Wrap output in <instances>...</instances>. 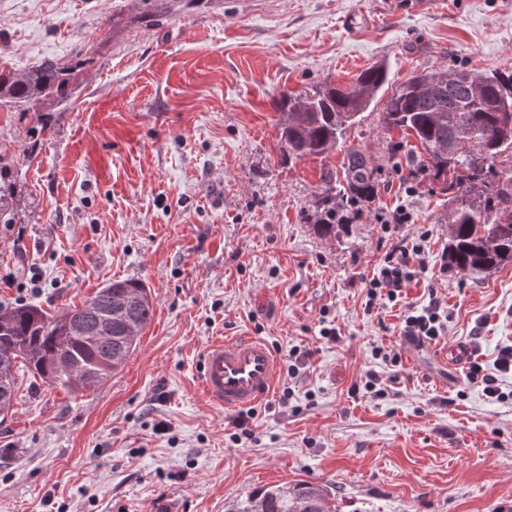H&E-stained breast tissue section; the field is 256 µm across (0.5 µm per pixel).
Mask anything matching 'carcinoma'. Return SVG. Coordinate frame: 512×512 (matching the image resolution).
<instances>
[{
  "label": "carcinoma",
  "mask_w": 512,
  "mask_h": 512,
  "mask_svg": "<svg viewBox=\"0 0 512 512\" xmlns=\"http://www.w3.org/2000/svg\"><path fill=\"white\" fill-rule=\"evenodd\" d=\"M85 61L61 65L44 61L22 73L0 67V105L32 112L25 132L26 157L39 149L53 130L57 105H67ZM437 72L415 76L390 93L381 112L384 127L415 136L425 153V168L443 180L448 192V266L477 275L512 262V211L499 212V203L512 197V177L500 180L497 159L512 160V70L483 74L472 83L439 81ZM431 81L432 91L415 88ZM387 83L385 66H373L346 88L323 83L301 92H286L276 102L278 147L284 160L320 156L336 148L346 130L360 121ZM476 143L484 155L464 149L449 151L459 141ZM379 169L358 150L348 151L343 181L318 199L309 220L318 235L334 236L342 224L336 217L346 207L372 202ZM19 167L6 144L0 145V224H16L20 215ZM0 414L13 405L16 368L24 365L42 380L73 392L102 385L133 353L138 333L153 316L145 285L135 279L116 280L79 306L66 309L71 321L91 340L73 336L60 315L33 304L1 306ZM227 512H333L327 489L298 481L257 490Z\"/></svg>",
  "instance_id": "1"
}]
</instances>
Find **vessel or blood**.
Returning a JSON list of instances; mask_svg holds the SVG:
<instances>
[{
	"label": "vessel or blood",
	"mask_w": 512,
	"mask_h": 512,
	"mask_svg": "<svg viewBox=\"0 0 512 512\" xmlns=\"http://www.w3.org/2000/svg\"><path fill=\"white\" fill-rule=\"evenodd\" d=\"M279 361L264 341L240 336L210 344L201 370L202 389L228 411L255 407L272 393Z\"/></svg>",
	"instance_id": "1"
}]
</instances>
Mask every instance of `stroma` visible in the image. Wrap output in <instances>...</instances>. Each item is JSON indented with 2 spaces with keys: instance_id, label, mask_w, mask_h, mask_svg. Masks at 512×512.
I'll use <instances>...</instances> for the list:
<instances>
[{
  "instance_id": "stroma-1",
  "label": "stroma",
  "mask_w": 512,
  "mask_h": 512,
  "mask_svg": "<svg viewBox=\"0 0 512 512\" xmlns=\"http://www.w3.org/2000/svg\"><path fill=\"white\" fill-rule=\"evenodd\" d=\"M0 0V65L87 64L37 155L22 163L21 221L0 224V304L58 313L137 279L154 315L125 364L73 393L19 368L0 417V512H224L279 484L326 485L336 512H512V400L448 359L464 342L502 391L512 263L448 269L442 184L414 137L374 103L332 152L282 161L279 95L351 84L382 63L390 86L458 66L512 70V0ZM405 140L398 163L388 142ZM381 178L335 237L304 216L349 150ZM406 209V224L379 215ZM416 247L397 301H370L396 245ZM37 288H30V277ZM437 299L444 335L402 341ZM325 328L337 338H322ZM268 343L284 370L232 441L236 413L204 395L207 345ZM399 352L398 365L372 357ZM295 374H288V365ZM376 371L381 395L364 391Z\"/></svg>"
}]
</instances>
